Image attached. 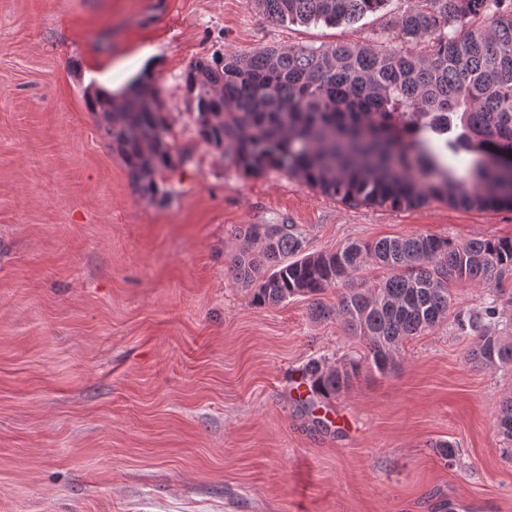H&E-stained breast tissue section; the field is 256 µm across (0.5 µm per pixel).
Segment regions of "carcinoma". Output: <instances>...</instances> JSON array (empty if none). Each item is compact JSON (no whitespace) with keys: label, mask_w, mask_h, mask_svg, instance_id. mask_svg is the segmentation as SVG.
<instances>
[{"label":"carcinoma","mask_w":512,"mask_h":512,"mask_svg":"<svg viewBox=\"0 0 512 512\" xmlns=\"http://www.w3.org/2000/svg\"><path fill=\"white\" fill-rule=\"evenodd\" d=\"M256 2L275 23L337 26L388 0ZM183 81L199 137L246 173L286 171L350 206L397 210L438 198L512 209V0H413L369 43L216 52L194 60ZM160 94L142 74L120 97L103 89L87 99L137 192L151 199L170 194L159 180L178 162ZM238 238L230 270L253 304L303 297L312 319H337L365 343L358 359L332 366L315 358L302 368L312 414L363 370L389 373L405 339L448 319L452 285L486 287L512 270V238L419 234L317 254L305 252L294 224H246ZM369 262L387 275L356 281ZM330 289L334 303L324 298ZM466 359L511 365L512 341L486 331ZM496 422L511 439V397Z\"/></svg>","instance_id":"cac0c4a2"}]
</instances>
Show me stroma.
Masks as SVG:
<instances>
[{
  "label": "stroma",
  "instance_id": "stroma-1",
  "mask_svg": "<svg viewBox=\"0 0 512 512\" xmlns=\"http://www.w3.org/2000/svg\"><path fill=\"white\" fill-rule=\"evenodd\" d=\"M408 6L331 27L273 23L255 0H0V512H512L496 428L512 368L466 361L481 328L408 339L395 371L330 400L324 426L293 380L363 342L303 298L253 305L229 270L245 224L296 225L321 253L512 238V211L349 207L244 173L200 139L183 90L213 51L363 43ZM144 70L184 160L163 200L135 191L83 96ZM490 301L512 336V272L452 287L454 310Z\"/></svg>",
  "mask_w": 512,
  "mask_h": 512
}]
</instances>
